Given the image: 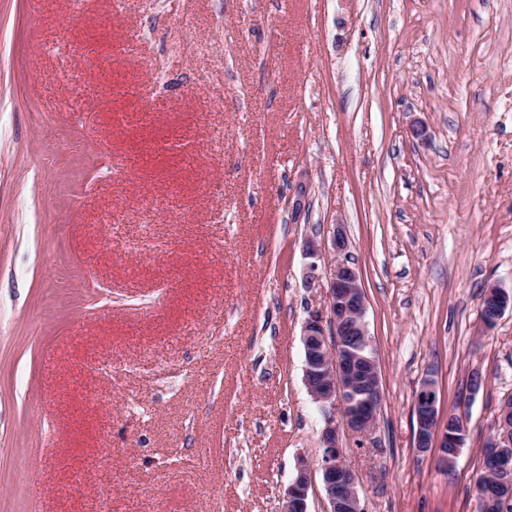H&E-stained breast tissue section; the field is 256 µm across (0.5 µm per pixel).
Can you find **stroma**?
I'll return each instance as SVG.
<instances>
[{"label":"stroma","mask_w":512,"mask_h":512,"mask_svg":"<svg viewBox=\"0 0 512 512\" xmlns=\"http://www.w3.org/2000/svg\"><path fill=\"white\" fill-rule=\"evenodd\" d=\"M338 224L382 390L342 440L361 503L478 512L512 395V312L479 320L512 289V0H0V512H281L323 454L303 245ZM430 371L450 468L414 446ZM511 294L497 284H491L487 286L486 294L483 296L481 311L487 307V301L496 307V311L499 315L497 321L502 317L504 312L510 308L512 309Z\"/></svg>","instance_id":"stroma-1"}]
</instances>
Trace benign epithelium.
I'll use <instances>...</instances> for the list:
<instances>
[{
	"mask_svg": "<svg viewBox=\"0 0 512 512\" xmlns=\"http://www.w3.org/2000/svg\"><path fill=\"white\" fill-rule=\"evenodd\" d=\"M304 248L305 254L313 259L305 277L308 288L322 287L315 259L329 252L334 255L328 263L325 305L307 318L302 334L304 382L310 396L325 408L319 471L327 512H365L356 477L340 448L342 430L367 437L376 426L380 410L378 364L365 324V295L358 271L346 260L348 243L342 225L333 229L330 250H325L314 238L306 239ZM489 303L501 316L512 309V295L491 284L487 286L481 308ZM414 415L415 447L421 452L436 447L444 464L454 463L458 453H448V445L457 443L455 431L439 417L437 381L431 375L424 377L416 390ZM493 445L494 463L486 472L491 476L489 484L497 487L498 494L492 498L482 496L480 502L486 510H505L512 504V400L509 398L500 406ZM311 486L312 471L302 462L288 488L282 512H308Z\"/></svg>",
	"mask_w": 512,
	"mask_h": 512,
	"instance_id": "7a95c632",
	"label": "benign epithelium"
}]
</instances>
